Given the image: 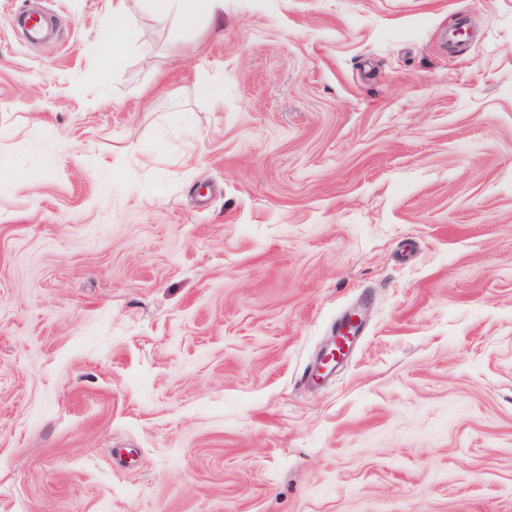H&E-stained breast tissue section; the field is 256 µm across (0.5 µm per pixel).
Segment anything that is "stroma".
Here are the masks:
<instances>
[{
    "instance_id": "35a3bbf8",
    "label": "stroma",
    "mask_w": 512,
    "mask_h": 512,
    "mask_svg": "<svg viewBox=\"0 0 512 512\" xmlns=\"http://www.w3.org/2000/svg\"><path fill=\"white\" fill-rule=\"evenodd\" d=\"M27 2L0 512H512V0H128L117 71L112 0ZM127 0L112 1V21L109 30L103 36L100 47L112 57L113 70H119V63L123 60L126 46L124 41L119 37L118 30L121 22L128 14ZM154 18L163 23L171 16L191 23L200 18L216 19L224 11V0H152ZM345 328L344 321H340L336 325V335L333 341L323 350L316 363V376L319 378L327 377L331 373L335 372L336 369L343 364L347 357L352 345L357 339V334L360 333L361 327L356 325L355 327L348 329L343 332ZM350 335V336H349ZM336 339H341L346 342L347 350L340 354L336 358Z\"/></svg>"
}]
</instances>
